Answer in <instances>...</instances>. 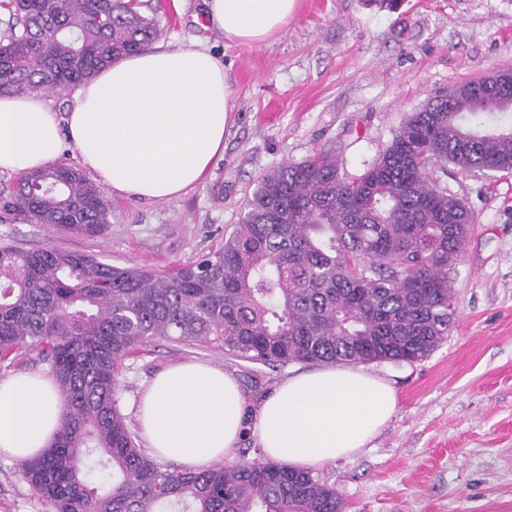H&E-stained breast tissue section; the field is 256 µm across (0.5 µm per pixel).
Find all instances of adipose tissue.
Listing matches in <instances>:
<instances>
[{
	"label": "adipose tissue",
	"mask_w": 512,
	"mask_h": 512,
	"mask_svg": "<svg viewBox=\"0 0 512 512\" xmlns=\"http://www.w3.org/2000/svg\"><path fill=\"white\" fill-rule=\"evenodd\" d=\"M297 0H204L203 17L251 45L279 35ZM233 110L223 64L209 50L158 44L102 69L58 114L38 94L0 95V173L59 163L63 144L109 193L168 200L200 184L224 153ZM386 379L360 367H323L282 381L248 410L236 377L203 362L159 372L136 417L149 448L188 469L235 457L245 434L265 456L296 468L359 453L397 411ZM64 405L52 378L0 381V458L49 447Z\"/></svg>",
	"instance_id": "ef3b65f1"
}]
</instances>
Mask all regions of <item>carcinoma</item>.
Returning <instances> with one entry per match:
<instances>
[{
    "mask_svg": "<svg viewBox=\"0 0 512 512\" xmlns=\"http://www.w3.org/2000/svg\"><path fill=\"white\" fill-rule=\"evenodd\" d=\"M142 0H0V94H61L160 32ZM432 94L357 177L319 149L266 172L224 244L162 271L53 247H0V370L48 367L65 409L54 441L22 464L49 512H343L310 468L241 448L185 471L139 447L120 408L127 359L155 340L216 344L255 365L413 363L455 327L449 272L471 207L435 176L453 164L512 171V79ZM63 234L108 229L104 188L53 165L4 202ZM254 457H249V452Z\"/></svg>",
    "mask_w": 512,
    "mask_h": 512,
    "instance_id": "1",
    "label": "carcinoma"
}]
</instances>
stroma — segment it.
Wrapping results in <instances>:
<instances>
[{
  "instance_id": "35a3bbf8",
  "label": "stroma",
  "mask_w": 512,
  "mask_h": 512,
  "mask_svg": "<svg viewBox=\"0 0 512 512\" xmlns=\"http://www.w3.org/2000/svg\"><path fill=\"white\" fill-rule=\"evenodd\" d=\"M159 42L206 47L233 91L224 154L203 185L157 202L114 197L107 233L64 236L23 218L0 221V245L98 255L115 266L161 269L216 250L260 177L319 148L361 174L435 91L512 69V0H299L286 29L262 45L237 43L203 18V0H150ZM441 181L474 222L449 276L458 318L427 358L372 362L398 408L358 454L316 468L345 512H512V173L449 167ZM203 361L233 373L259 404L298 364L226 359L207 344L153 342L127 360L120 407L136 403L160 371ZM0 512H48L0 458Z\"/></svg>"
}]
</instances>
